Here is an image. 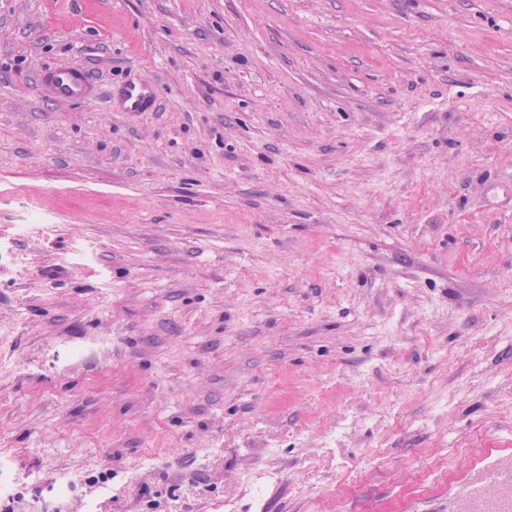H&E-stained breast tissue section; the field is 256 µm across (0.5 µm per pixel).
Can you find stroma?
Instances as JSON below:
<instances>
[{
    "instance_id": "35a3bbf8",
    "label": "stroma",
    "mask_w": 512,
    "mask_h": 512,
    "mask_svg": "<svg viewBox=\"0 0 512 512\" xmlns=\"http://www.w3.org/2000/svg\"><path fill=\"white\" fill-rule=\"evenodd\" d=\"M0 505L512 512V0H0ZM37 80L49 83L61 101L88 100L93 90H101L100 82L82 70L59 68L39 74ZM113 97V108L122 112H148L156 104L154 84L150 79L125 84L117 91H112Z\"/></svg>"
}]
</instances>
